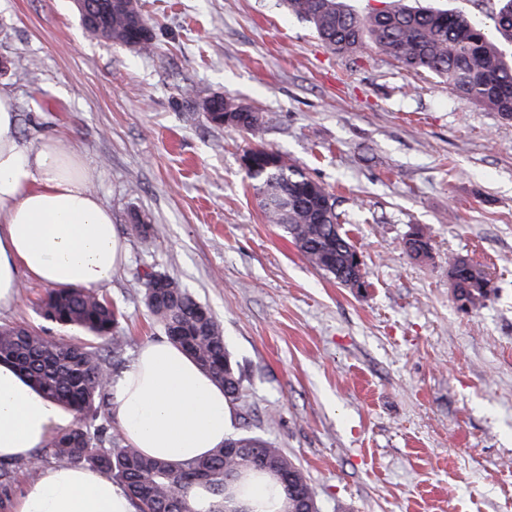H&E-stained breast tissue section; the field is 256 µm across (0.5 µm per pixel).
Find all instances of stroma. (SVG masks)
Wrapping results in <instances>:
<instances>
[{
    "label": "stroma",
    "mask_w": 512,
    "mask_h": 512,
    "mask_svg": "<svg viewBox=\"0 0 512 512\" xmlns=\"http://www.w3.org/2000/svg\"><path fill=\"white\" fill-rule=\"evenodd\" d=\"M139 4L141 50L89 35L73 0H0L21 141L77 150L128 243L99 289L128 355L162 336L143 276L165 273L224 330L238 426L304 471L321 512H512V121L384 54L330 52L284 0ZM215 95L257 109L265 146L334 194L365 287L266 223L240 161L251 139L204 117ZM418 226L431 254L416 260ZM455 256L491 276L479 310L452 295ZM46 290L24 279L0 326L83 340L39 316Z\"/></svg>",
    "instance_id": "1"
}]
</instances>
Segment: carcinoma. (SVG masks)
I'll use <instances>...</instances> for the list:
<instances>
[{"label":"carcinoma","mask_w":512,"mask_h":512,"mask_svg":"<svg viewBox=\"0 0 512 512\" xmlns=\"http://www.w3.org/2000/svg\"><path fill=\"white\" fill-rule=\"evenodd\" d=\"M91 36L109 31L107 41L120 46L136 37L131 12L116 0H90ZM288 10L312 24L318 37L338 54H385L409 70L429 72L448 83L462 98L472 100L512 121V61L500 43L512 44V0H500L492 25L462 12L413 8L396 0L382 11L358 15L342 0H286ZM222 110L237 114L238 129L250 134L254 147L245 169L270 224L280 225L299 252L322 273L346 284L353 272L352 243L343 232L336 198L323 184L307 176L282 154L259 143L262 116L251 106L221 98ZM488 273L470 263L459 301L477 310L488 296ZM144 296L169 292L171 299L145 304L162 333L174 328L181 336L168 340L182 347L224 388L228 402H242L244 385L216 318L195 325L191 315L203 306L179 281L161 273L145 282ZM42 319L80 330L100 342L112 338V354L89 343L54 341L28 327H0V363L12 365L32 387L59 408L74 415L73 424L49 440V450L60 460L110 474L131 495L136 512H197L188 497L202 488L219 499L211 512H238L237 500L265 478L279 483L278 512H289L290 498L281 484L285 471L310 492L314 512L319 506L301 468L261 435L242 431L224 441L209 457L172 465L142 454L121 434L110 432V381L125 367V341L114 335L122 313L93 289L53 288L40 302ZM236 451L229 452L227 448Z\"/></svg>","instance_id":"carcinoma-1"}]
</instances>
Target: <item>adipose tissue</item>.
I'll return each instance as SVG.
<instances>
[{
	"instance_id": "obj_1",
	"label": "adipose tissue",
	"mask_w": 512,
	"mask_h": 512,
	"mask_svg": "<svg viewBox=\"0 0 512 512\" xmlns=\"http://www.w3.org/2000/svg\"><path fill=\"white\" fill-rule=\"evenodd\" d=\"M17 124L13 98L0 93V309L14 304L23 277L54 288L95 289L127 258V242L111 209L90 191L94 174L79 153L52 138L26 146ZM109 393L127 442L174 464L207 457L234 429L223 388L166 339L141 346ZM61 423L54 402L0 364V462L30 459ZM14 512L135 509L108 473L56 465L27 484Z\"/></svg>"
}]
</instances>
